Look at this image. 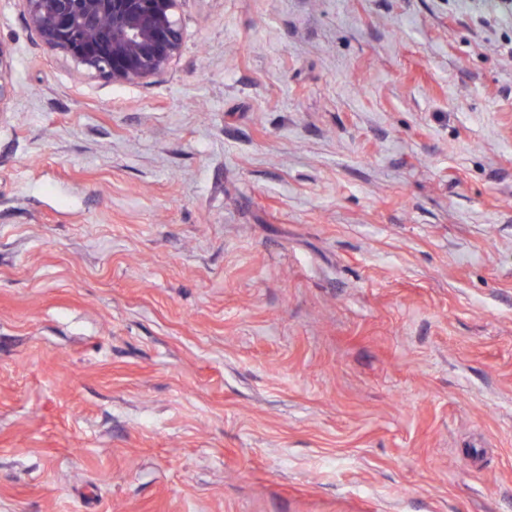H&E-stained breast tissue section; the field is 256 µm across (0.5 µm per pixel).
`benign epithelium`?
I'll use <instances>...</instances> for the list:
<instances>
[{
    "label": "benign epithelium",
    "instance_id": "benign-epithelium-1",
    "mask_svg": "<svg viewBox=\"0 0 512 512\" xmlns=\"http://www.w3.org/2000/svg\"><path fill=\"white\" fill-rule=\"evenodd\" d=\"M49 52L112 84H138L180 54L178 0H20ZM11 57L0 43V112L14 94Z\"/></svg>",
    "mask_w": 512,
    "mask_h": 512
}]
</instances>
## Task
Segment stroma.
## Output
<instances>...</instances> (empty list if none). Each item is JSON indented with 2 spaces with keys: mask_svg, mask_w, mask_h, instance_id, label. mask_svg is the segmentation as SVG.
<instances>
[{
  "mask_svg": "<svg viewBox=\"0 0 512 512\" xmlns=\"http://www.w3.org/2000/svg\"><path fill=\"white\" fill-rule=\"evenodd\" d=\"M179 14L0 0V512H512V0ZM52 54L112 84H138L180 54L178 0H20ZM10 70V52L0 43V112H4V105L14 94V87L10 81Z\"/></svg>",
  "mask_w": 512,
  "mask_h": 512,
  "instance_id": "1",
  "label": "stroma"
}]
</instances>
